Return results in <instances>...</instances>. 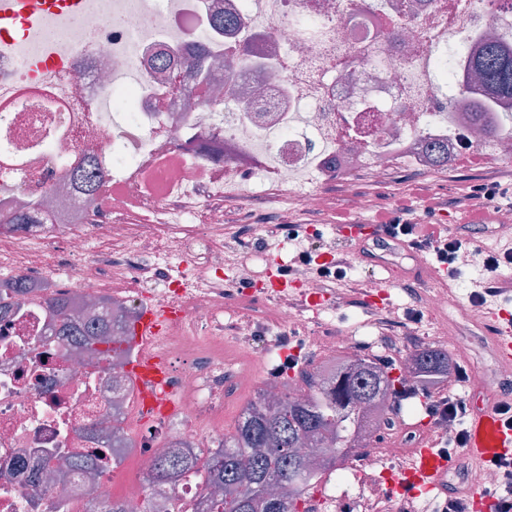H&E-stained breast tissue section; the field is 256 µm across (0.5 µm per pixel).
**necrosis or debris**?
I'll use <instances>...</instances> for the list:
<instances>
[{
  "mask_svg": "<svg viewBox=\"0 0 512 512\" xmlns=\"http://www.w3.org/2000/svg\"><path fill=\"white\" fill-rule=\"evenodd\" d=\"M76 2L27 8L0 34V282L47 283L90 318L108 291L116 319L136 314L142 284H152V297L180 317L140 351L166 360L176 408L146 411L119 382L124 364L77 355L56 316L17 297L0 316V512H90L96 494L123 512H182L199 504L200 489L183 476L157 491L155 458L221 448L241 397L284 393L283 365L254 338L323 360L360 357L368 343L309 322L290 297L254 295L250 251L268 226L250 209L228 227L225 211L258 181L287 193L284 230L326 209L315 172L363 170L383 181L405 158L448 175L483 148L511 161L512 114L486 93L451 97L449 85L467 80L482 33L512 49V0L491 13L482 0H368L364 23L344 0ZM224 16L236 25L217 27ZM195 59L200 85L184 79ZM479 123L505 133L484 144ZM84 159L96 162L102 186L91 205L66 178ZM22 209L36 223L10 225ZM102 251L111 266L98 262ZM175 265L184 282L167 277ZM448 303L447 289L425 291L420 334L489 367V380L467 381V392L511 381L481 310L464 302L452 315ZM458 430L454 420L390 428L375 413L362 455L309 491L306 512H404L400 499L367 496L369 472L398 475L414 448ZM70 453L96 457L95 477L63 471L60 483L38 482Z\"/></svg>",
  "mask_w": 512,
  "mask_h": 512,
  "instance_id": "1",
  "label": "necrosis or debris"
}]
</instances>
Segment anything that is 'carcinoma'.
Returning a JSON list of instances; mask_svg holds the SVG:
<instances>
[{
  "instance_id": "1",
  "label": "carcinoma",
  "mask_w": 512,
  "mask_h": 512,
  "mask_svg": "<svg viewBox=\"0 0 512 512\" xmlns=\"http://www.w3.org/2000/svg\"><path fill=\"white\" fill-rule=\"evenodd\" d=\"M474 79L454 87L459 94L479 90L491 92L504 111L512 110V52L499 40L488 37L481 42L469 64ZM95 165L86 162L68 171L81 184L85 198L97 193ZM25 296L32 302L60 315L62 335L98 356L108 353L102 346L112 343L130 353L126 342L133 320H124L112 330V317L97 321L68 314L67 300L49 292L48 287L16 276L0 285V313L12 309L13 299ZM409 375L395 377L391 367L374 357L354 364L336 365V385L323 391L318 370L303 368L288 378V389L298 390L300 400L283 399L273 406L263 396L251 401L239 415L235 432L224 436V447L204 455L171 452L160 456L151 470V483L164 488L185 474L202 475L200 484L224 485V498L204 497L206 512H300L303 498L319 473L336 467L340 459L326 461L314 469L302 452L304 440L322 444L327 437L341 445L342 457L365 447V410L385 404L389 413L399 404L448 381L456 365L443 348L423 347L407 361Z\"/></svg>"
}]
</instances>
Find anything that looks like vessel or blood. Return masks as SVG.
Listing matches in <instances>:
<instances>
[{"label": "vessel or blood", "mask_w": 512, "mask_h": 512, "mask_svg": "<svg viewBox=\"0 0 512 512\" xmlns=\"http://www.w3.org/2000/svg\"><path fill=\"white\" fill-rule=\"evenodd\" d=\"M339 240L364 248L366 240L383 239V225L340 224L336 227ZM280 260L268 264L265 282L259 283L258 292L267 296H278L288 292L295 296L308 310L320 312L330 305L331 297L321 290L302 287L298 282L283 277ZM391 280L378 276L363 298L368 309L383 308L389 300ZM173 315L172 310L159 302L144 306L139 319L134 323L129 338L131 345L139 346L154 338L160 326ZM489 324L498 343L499 358L504 363L512 362V316L491 314ZM129 375L136 391L146 394L170 392L168 368L164 360L153 358L136 361L129 368ZM464 455L477 464L512 458V422L507 421L495 406H475L466 422ZM452 459L447 448L429 444L417 449L405 462L393 490L399 494L419 497L442 489Z\"/></svg>", "instance_id": "1"}]
</instances>
